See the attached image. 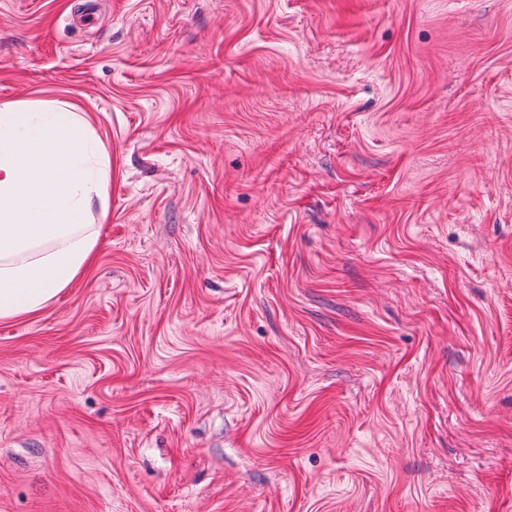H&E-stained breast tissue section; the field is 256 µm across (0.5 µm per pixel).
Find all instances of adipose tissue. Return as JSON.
<instances>
[{
  "instance_id": "ef3b65f1",
  "label": "adipose tissue",
  "mask_w": 512,
  "mask_h": 512,
  "mask_svg": "<svg viewBox=\"0 0 512 512\" xmlns=\"http://www.w3.org/2000/svg\"><path fill=\"white\" fill-rule=\"evenodd\" d=\"M107 150L85 113L0 104V320L42 311L96 259Z\"/></svg>"
}]
</instances>
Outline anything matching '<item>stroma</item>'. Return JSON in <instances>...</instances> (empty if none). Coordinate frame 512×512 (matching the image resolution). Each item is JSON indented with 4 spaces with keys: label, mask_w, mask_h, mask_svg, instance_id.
<instances>
[{
    "label": "stroma",
    "mask_w": 512,
    "mask_h": 512,
    "mask_svg": "<svg viewBox=\"0 0 512 512\" xmlns=\"http://www.w3.org/2000/svg\"><path fill=\"white\" fill-rule=\"evenodd\" d=\"M2 102L112 178L0 512H512V0H0Z\"/></svg>",
    "instance_id": "stroma-1"
}]
</instances>
